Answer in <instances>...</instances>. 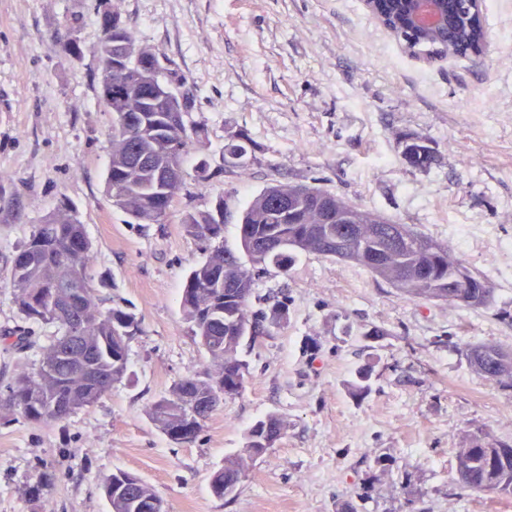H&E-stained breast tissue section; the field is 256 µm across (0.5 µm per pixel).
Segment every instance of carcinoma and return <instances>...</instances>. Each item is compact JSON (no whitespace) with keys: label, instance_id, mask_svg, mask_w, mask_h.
<instances>
[{"label":"carcinoma","instance_id":"1","mask_svg":"<svg viewBox=\"0 0 512 512\" xmlns=\"http://www.w3.org/2000/svg\"><path fill=\"white\" fill-rule=\"evenodd\" d=\"M372 13L414 55L427 58H482L485 30L465 24L451 32L417 30L406 20V0H372ZM102 37L94 47L101 65L100 97L112 112V150L106 176L113 206L132 223L160 224L184 184V156L205 137L202 123L186 121L194 89L172 77L183 89V112L153 102L149 87L133 80L129 65L151 70L160 60L149 47L136 44L121 14L110 0H97ZM75 26L53 36V44L78 60L83 47ZM143 154L147 166H133ZM402 155L412 167L428 169L437 155L424 138L407 140ZM248 139L239 133L224 145V170L247 172L251 165ZM64 203L33 229L12 260L5 286L10 288L21 324L0 332L6 351L40 347L41 357L29 371L0 386V408L26 422L51 424L102 399L128 372V340L138 330L134 313L120 305L104 311L89 275L94 260L84 224ZM238 224L240 249L215 244L224 225ZM187 234L208 244L202 262L186 276L181 306L192 335L211 356L215 369L175 381L150 410V418L164 434L194 419L201 433L214 412L212 404L241 393L246 364L238 358L245 337L255 338L288 320L280 303L270 312L251 304L255 276L273 266L286 272L297 252L340 260H354L410 301L443 300L477 309L491 301L487 282L470 272L448 247L412 230L411 245L396 241L395 222L311 185L276 183L263 188L243 208L233 211L224 199L204 211H189L183 219ZM480 287H459L460 277ZM50 325L56 334L39 345L29 325ZM471 367L489 379L512 373V354L475 345L468 349ZM372 362L357 373L355 387L371 390ZM285 425L274 414L257 420L244 447L224 459L210 478L219 500L237 496L247 469L280 439ZM457 472L464 487L475 492L512 493V444L489 447L472 438L458 458ZM53 482L45 474L28 488L33 499H46ZM110 512H164L162 498L141 478L118 470L102 482Z\"/></svg>","mask_w":512,"mask_h":512}]
</instances>
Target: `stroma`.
I'll use <instances>...</instances> for the list:
<instances>
[{"label": "stroma", "instance_id": "35a3bbf8", "mask_svg": "<svg viewBox=\"0 0 512 512\" xmlns=\"http://www.w3.org/2000/svg\"><path fill=\"white\" fill-rule=\"evenodd\" d=\"M136 42L196 88L205 123L187 155L186 186L160 224L127 223L105 176L112 114L100 100L96 0H0V276L33 225L69 201L93 244L103 307L135 313L131 380L65 420L0 415V512H43L28 487L55 481L52 512H108L100 482L116 470L151 484L165 512H512V495L474 493L457 475L470 435L512 443V379L470 366L469 345L512 352V0H485L488 52L432 62L410 56L364 0H114ZM75 24L71 60L53 33ZM256 156L223 171L230 135ZM427 138L438 161L408 165L402 144ZM207 155L206 181L193 169ZM272 183L308 184L448 246L493 290L467 309L407 300L361 266L299 254L253 285L254 308H288L252 340L241 395L225 400L192 443L149 417L174 381L209 367L180 308L188 270L204 259L182 224L217 198L240 209ZM377 328L376 338L366 337ZM374 361L369 393L353 388ZM281 439L225 502L210 477L268 414Z\"/></svg>", "mask_w": 512, "mask_h": 512}]
</instances>
